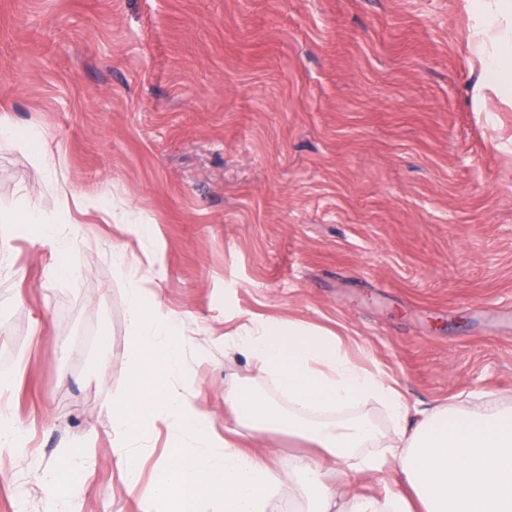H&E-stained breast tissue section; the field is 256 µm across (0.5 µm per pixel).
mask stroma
Here are the masks:
<instances>
[{
    "mask_svg": "<svg viewBox=\"0 0 512 512\" xmlns=\"http://www.w3.org/2000/svg\"><path fill=\"white\" fill-rule=\"evenodd\" d=\"M460 0H0V115L65 160L75 199L112 212L0 245V374L29 466L0 454V512H140L112 449L131 356L127 244L182 315L175 385L215 440L309 445L224 408L249 361L224 336L257 319L335 335L410 409L512 405V105L483 78ZM52 161L0 143V211L61 203ZM141 214L137 242L121 217ZM179 432L140 439L142 482ZM81 451L85 494L43 472Z\"/></svg>",
    "mask_w": 512,
    "mask_h": 512,
    "instance_id": "stroma-1",
    "label": "stroma"
}]
</instances>
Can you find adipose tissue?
I'll return each instance as SVG.
<instances>
[{
    "instance_id": "ef3b65f1",
    "label": "adipose tissue",
    "mask_w": 512,
    "mask_h": 512,
    "mask_svg": "<svg viewBox=\"0 0 512 512\" xmlns=\"http://www.w3.org/2000/svg\"><path fill=\"white\" fill-rule=\"evenodd\" d=\"M461 7L476 21L471 49L484 73L475 89L478 107H485L490 95L511 102L512 0H461ZM52 181L61 200L58 216L47 218L23 200L8 221L40 225L42 244L62 253L66 242L59 225L71 223L73 211L97 212L101 206L96 199L71 202L66 178L56 175ZM113 259L128 280L133 372L112 415V442L126 451V490L139 494L141 512H266L284 484L307 493L306 512H338L340 495L320 459L346 463L357 449L376 441L377 429L363 416L323 420L319 414L369 401L383 404L399 424V442L390 454L363 457L359 469H398L405 488L381 498H355L352 512H512V407L460 414L436 406L407 426L408 408L381 373L354 362L338 339L291 320H253L225 334V347L239 350L253 365L252 387L233 393L227 404L249 416L253 426L303 437L319 456H299L292 471L284 472L271 456L230 444L222 457L207 453L211 436L205 413L189 390L171 383L180 371L181 319L161 302L146 304L140 269L130 262L127 246H115ZM270 381L287 398V411L273 410L259 393V385ZM162 418L176 421L193 448L163 456L159 480L142 493L133 447L145 422Z\"/></svg>"
}]
</instances>
